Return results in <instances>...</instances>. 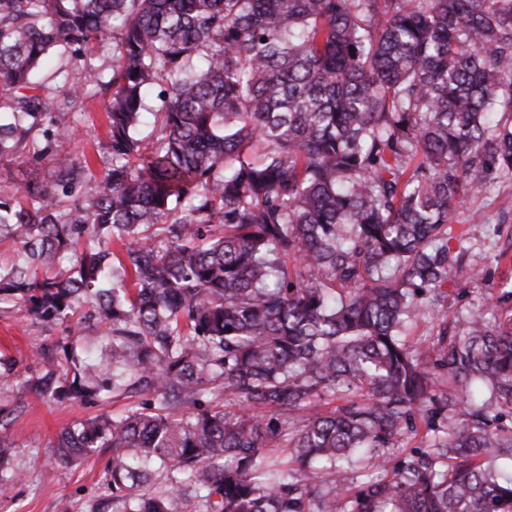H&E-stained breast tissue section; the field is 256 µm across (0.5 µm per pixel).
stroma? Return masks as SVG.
Listing matches in <instances>:
<instances>
[{
	"mask_svg": "<svg viewBox=\"0 0 512 512\" xmlns=\"http://www.w3.org/2000/svg\"><path fill=\"white\" fill-rule=\"evenodd\" d=\"M80 143L62 140L65 150L80 147L96 155L105 140L107 122L99 99L93 98L81 116ZM455 232L465 248L461 286L483 271L512 268V182L503 181L466 199L456 211ZM506 261H498L499 253ZM45 327L23 307L0 309V355L13 358L10 376L0 377V406L13 413L0 422V439L13 445L14 475L0 481V512H93L105 491L106 456L68 467L56 464L48 444L76 420L99 414V407L78 403L59 405L22 391L21 382L36 368L34 353L47 342Z\"/></svg>",
	"mask_w": 512,
	"mask_h": 512,
	"instance_id": "obj_1",
	"label": "stroma"
}]
</instances>
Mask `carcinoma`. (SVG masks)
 Masks as SVG:
<instances>
[{
	"label": "carcinoma",
	"instance_id": "1",
	"mask_svg": "<svg viewBox=\"0 0 512 512\" xmlns=\"http://www.w3.org/2000/svg\"><path fill=\"white\" fill-rule=\"evenodd\" d=\"M109 88L100 160L60 150ZM20 159L0 307L61 333L28 391L132 400L53 445L66 467L112 449V512H512V280L478 275L491 317L434 353L405 340L457 283V204L512 180V0H0Z\"/></svg>",
	"mask_w": 512,
	"mask_h": 512
}]
</instances>
